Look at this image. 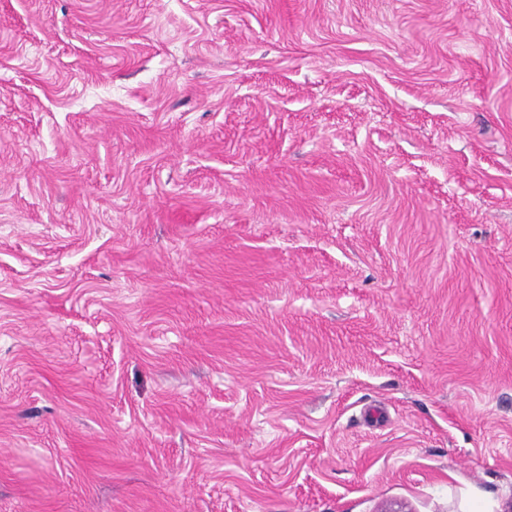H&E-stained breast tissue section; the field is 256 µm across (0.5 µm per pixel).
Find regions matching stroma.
<instances>
[{
	"label": "stroma",
	"mask_w": 512,
	"mask_h": 512,
	"mask_svg": "<svg viewBox=\"0 0 512 512\" xmlns=\"http://www.w3.org/2000/svg\"><path fill=\"white\" fill-rule=\"evenodd\" d=\"M512 512V0H0V512Z\"/></svg>",
	"instance_id": "35a3bbf8"
}]
</instances>
